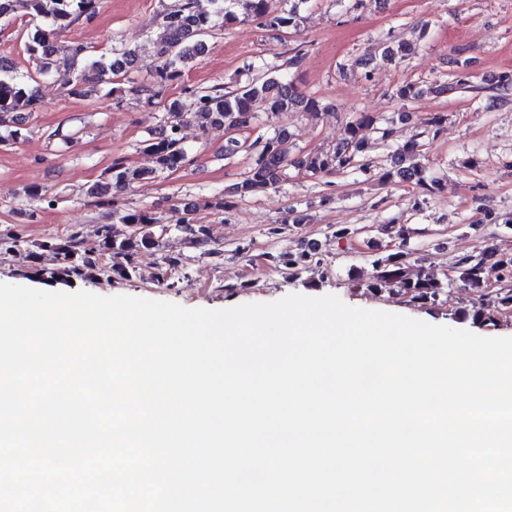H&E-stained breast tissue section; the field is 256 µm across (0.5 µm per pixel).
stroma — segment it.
Instances as JSON below:
<instances>
[{
    "label": "stroma",
    "mask_w": 512,
    "mask_h": 512,
    "mask_svg": "<svg viewBox=\"0 0 512 512\" xmlns=\"http://www.w3.org/2000/svg\"><path fill=\"white\" fill-rule=\"evenodd\" d=\"M176 0H100L97 14L61 33L65 42L107 55L113 40L137 50L131 80L119 94L99 86L85 97L71 95L72 74L58 69L40 80V102L24 109L20 138L0 127V236L19 238L0 253V283L46 289L33 276V256L43 245L74 232L93 237L109 226L114 239L128 228L111 208L97 205L89 187L113 160L146 170L122 197L125 208L147 209L159 219L156 247L135 260L131 278L99 276L74 280L68 291L131 295L189 308L225 309L273 302L292 293L333 294L353 307L407 315L434 325L466 329L480 336H512V312L480 325L460 318L473 294L458 280L460 258L485 248L512 254V100L492 112L482 99L495 94L499 76L512 75V0H368L350 8L347 0H307L298 31L260 29L243 21L215 32L208 50L182 78L161 87L155 98L138 92L150 84L158 64L162 31L156 17ZM409 44L413 53L399 64H375L383 44ZM303 46L305 57L285 77L319 101L321 112L272 114L256 106L250 137L292 133L294 152L314 155L335 148L347 124L360 113L375 117L364 155L374 169L310 176L289 169L275 190L247 198L229 197L224 210H199L221 255L207 254L180 228L183 207L226 195L254 162L251 152L225 156L232 132L200 130L190 116L165 112L164 103L188 90L233 84L247 62ZM467 73L468 86L456 84ZM440 83L448 92L414 100L396 98L406 83ZM443 113L439 133H425L423 120ZM180 123L186 162L176 171L154 174L145 142L157 130ZM390 129L381 139L380 129ZM419 142L417 161L426 191L412 183L380 182L396 149ZM39 189L32 197L31 189ZM313 245L316 257L298 276L269 261V254ZM404 251L425 259L448 288L437 306H419L398 291L372 293L375 259ZM177 258L170 284L156 279L157 266Z\"/></svg>",
    "instance_id": "stroma-1"
}]
</instances>
